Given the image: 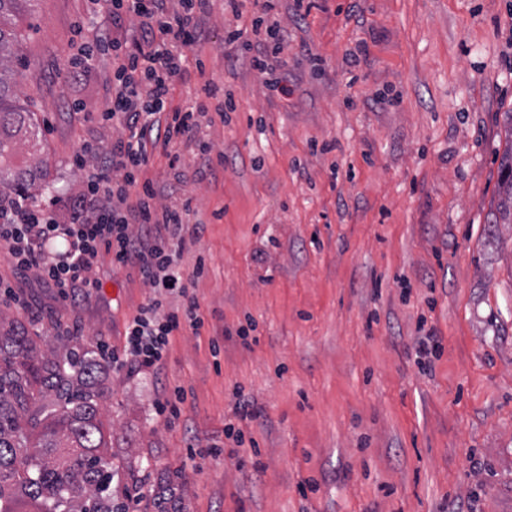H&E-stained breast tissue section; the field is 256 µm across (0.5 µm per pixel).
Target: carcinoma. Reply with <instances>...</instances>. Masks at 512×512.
<instances>
[{
    "mask_svg": "<svg viewBox=\"0 0 512 512\" xmlns=\"http://www.w3.org/2000/svg\"><path fill=\"white\" fill-rule=\"evenodd\" d=\"M35 0H0V161L35 142L33 113L18 102L20 60L13 21ZM46 162L0 167V197L35 200L52 188ZM501 201L493 223L512 224V147L501 161ZM99 361L88 345L62 340L38 348L24 326L0 331V512H115L112 471L102 464Z\"/></svg>",
    "mask_w": 512,
    "mask_h": 512,
    "instance_id": "obj_1",
    "label": "carcinoma"
}]
</instances>
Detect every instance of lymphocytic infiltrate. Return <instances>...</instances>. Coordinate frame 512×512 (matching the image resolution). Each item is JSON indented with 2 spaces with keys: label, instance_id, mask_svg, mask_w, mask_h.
Returning <instances> with one entry per match:
<instances>
[{
  "label": "lymphocytic infiltrate",
  "instance_id": "1",
  "mask_svg": "<svg viewBox=\"0 0 512 512\" xmlns=\"http://www.w3.org/2000/svg\"><path fill=\"white\" fill-rule=\"evenodd\" d=\"M206 2L94 0L95 44L82 46L75 61L87 62L98 51L111 53L109 99L101 116L118 121L122 134L98 156L67 215L52 216L29 202H0V242L14 265L56 288L60 298L99 287L93 267L100 253L110 255L113 268L139 270L153 295L127 321L124 345L112 355L114 364L138 371L162 364L173 333L181 327L196 331L204 324L193 292L204 264L196 262L187 278L179 268L190 208L156 204L150 182L140 175L149 161L148 143L176 146L196 137L208 112L222 116L235 109L223 86L209 81L187 106H169L183 51L203 37L199 13ZM249 18V26L228 30L227 43L248 57L270 91L290 96L288 72L280 60V21L266 15ZM128 19L136 27L124 43L113 30ZM56 241L64 242L65 250H52Z\"/></svg>",
  "mask_w": 512,
  "mask_h": 512
}]
</instances>
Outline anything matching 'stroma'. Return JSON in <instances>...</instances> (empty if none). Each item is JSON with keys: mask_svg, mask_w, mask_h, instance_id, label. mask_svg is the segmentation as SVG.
<instances>
[{"mask_svg": "<svg viewBox=\"0 0 512 512\" xmlns=\"http://www.w3.org/2000/svg\"><path fill=\"white\" fill-rule=\"evenodd\" d=\"M272 2L293 94L269 95L234 59L224 31L235 20L207 0L171 104L213 81L236 110L203 120L178 163L148 151L158 203H190L200 227L180 264L188 274L205 261L194 287L204 325L175 332L158 369L100 371L112 501L130 512H512V224L493 221L512 127V0H316L306 14ZM89 10L40 0L37 30L17 23L19 98L58 190L38 202L57 214L84 184L76 156L121 134L99 119L111 56L71 65L91 39ZM361 41L368 54L348 67ZM97 275L91 298L64 300L0 245V278L30 298L0 303V323H23L41 347L62 326L121 346L152 290L104 253ZM245 323L250 345L225 340ZM422 326L441 338L429 372L412 350ZM177 387L186 397L171 421L156 403ZM240 395L263 413L242 422L246 445L211 457Z\"/></svg>", "mask_w": 512, "mask_h": 512, "instance_id": "stroma-1", "label": "stroma"}]
</instances>
